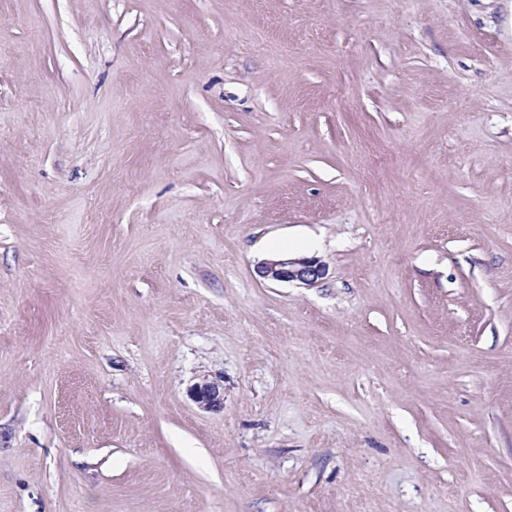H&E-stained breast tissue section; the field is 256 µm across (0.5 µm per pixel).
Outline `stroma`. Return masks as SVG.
I'll return each instance as SVG.
<instances>
[{
  "mask_svg": "<svg viewBox=\"0 0 512 512\" xmlns=\"http://www.w3.org/2000/svg\"><path fill=\"white\" fill-rule=\"evenodd\" d=\"M0 512H512V0H0ZM257 273L268 281L313 286L326 275V265L315 256H280L262 262L257 266ZM191 397L204 409L220 407L223 398L220 397L219 386L215 383H197L190 388Z\"/></svg>",
  "mask_w": 512,
  "mask_h": 512,
  "instance_id": "1",
  "label": "stroma"
}]
</instances>
